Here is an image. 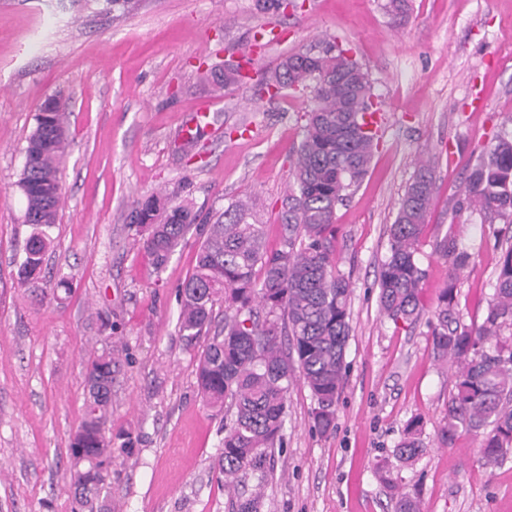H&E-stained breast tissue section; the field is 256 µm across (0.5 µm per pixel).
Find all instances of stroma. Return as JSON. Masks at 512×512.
Here are the masks:
<instances>
[{"label":"stroma","instance_id":"1","mask_svg":"<svg viewBox=\"0 0 512 512\" xmlns=\"http://www.w3.org/2000/svg\"><path fill=\"white\" fill-rule=\"evenodd\" d=\"M410 2L397 25L383 0H306L285 17L255 0H137L129 12L106 0H0V512H72L69 442L85 417L88 359L112 345L127 358L112 377L108 424L138 438L131 451H112V512H231L213 467L225 418L197 383L207 341L186 346L177 326L178 291L203 237L190 232L156 271L134 203L158 192L192 203L205 222L251 194L263 206L267 250L279 248L281 201L313 94L290 89L271 101L254 81L220 91L208 79L213 63L237 56L269 23L280 38L261 67L338 40L368 72L384 123L330 240L352 288L336 428L313 430L314 401L294 378L284 447L244 489L262 486L260 512H393L376 465L419 417L425 451L399 471L402 492L419 496L423 512H512V458L488 472L474 436L440 441L456 377L436 362L431 336L448 283L437 243L452 236L472 255L457 279L469 326L482 323L512 245V223L454 208L477 155L512 136V0ZM58 92L69 147L42 276L49 290L69 278L72 291L38 304L16 277L32 231L18 180L34 115ZM204 103L200 155L187 159L181 134ZM427 157L435 188L417 255L423 312L407 326L382 313L377 271Z\"/></svg>","mask_w":512,"mask_h":512}]
</instances>
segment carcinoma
Returning a JSON list of instances; mask_svg holds the SVG:
<instances>
[{"mask_svg":"<svg viewBox=\"0 0 512 512\" xmlns=\"http://www.w3.org/2000/svg\"><path fill=\"white\" fill-rule=\"evenodd\" d=\"M394 19L404 18L409 0H386ZM315 55L299 52L261 77L274 100L288 89L310 87L315 104L297 151L292 181L282 201L281 247L264 248V224L256 201H231L213 223L196 254L193 272L179 290L178 332L192 346L213 333L197 366L198 386L212 407L234 409L224 425L215 465L224 474V489L238 491L243 474L265 472L271 450L282 439L288 387L298 374L311 392L313 427L326 434L336 425V400L346 374L345 349L350 334L351 282L336 271L329 239L337 206L367 174L375 136L367 116L377 113L372 86L362 67L335 41L323 40ZM223 88L242 82L239 65L211 71ZM41 104L24 147L19 186L26 208L24 222L33 226L18 266L19 279L30 285L38 303L71 293L62 277L52 293L39 286L51 231L63 197L61 167L67 153V113H46ZM434 167L419 164L389 225V250L378 269L379 304L393 321L411 325L423 306L424 271L417 260L418 241L434 191ZM458 210L512 218V137H498L471 167L455 204ZM137 221L146 228L143 247L156 271H163L175 249L198 223L188 203H172L153 194L137 202ZM437 251L449 263L448 286L438 298L432 330L436 360L456 367L455 393L448 402L441 440L454 444L463 431L479 438L480 462L501 466L512 453V246L499 263L487 313L478 326L460 323L456 279L471 254L453 237ZM224 302V320L214 307ZM120 359L105 349L89 360L86 415L70 441L71 474L78 512H111L112 445L129 450L130 432L106 431L112 405L107 385ZM423 422L410 420L392 450L401 464L423 452ZM394 512H422L418 498L401 492L388 462L377 466Z\"/></svg>","mask_w":512,"mask_h":512,"instance_id":"carcinoma-1","label":"carcinoma"}]
</instances>
